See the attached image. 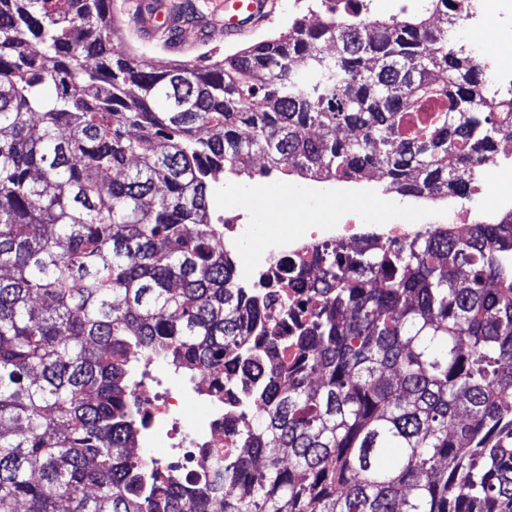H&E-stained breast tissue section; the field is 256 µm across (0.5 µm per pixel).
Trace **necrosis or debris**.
<instances>
[{
  "label": "necrosis or debris",
  "mask_w": 512,
  "mask_h": 512,
  "mask_svg": "<svg viewBox=\"0 0 512 512\" xmlns=\"http://www.w3.org/2000/svg\"><path fill=\"white\" fill-rule=\"evenodd\" d=\"M459 23L465 35L472 38L473 49H480L475 34L512 33V0H466ZM503 124V149L496 151L492 160L480 164L476 174L482 186L486 217L495 223L512 222V116L504 119ZM278 202L281 213L291 219L300 218L299 227L282 229L257 241L253 238V225L233 222L235 196L229 191L224 194V249L235 256L236 277L242 287H254L260 277L275 278L283 259L308 260L316 247L338 242L353 247L362 242L363 235L358 229L362 216L357 211L340 212L331 219L302 215L284 189L278 193ZM208 386L209 379L204 376L186 387L172 385L159 397L148 396L144 386H137V394L145 398L148 443L172 447L177 429L186 420L199 445L232 452L236 441L224 426V404L208 396Z\"/></svg>",
  "instance_id": "necrosis-or-debris-1"
}]
</instances>
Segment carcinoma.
<instances>
[{
    "label": "carcinoma",
    "mask_w": 512,
    "mask_h": 512,
    "mask_svg": "<svg viewBox=\"0 0 512 512\" xmlns=\"http://www.w3.org/2000/svg\"><path fill=\"white\" fill-rule=\"evenodd\" d=\"M106 2L0 0V512H512V227L326 244L311 283L300 259L241 288L208 204L255 152L464 196L504 132L464 4L313 0L317 27L170 63ZM141 353L241 406L206 486L135 454Z\"/></svg>",
    "instance_id": "carcinoma-1"
}]
</instances>
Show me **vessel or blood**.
Returning <instances> with one entry per match:
<instances>
[{
	"instance_id": "1",
	"label": "vessel or blood",
	"mask_w": 512,
	"mask_h": 512,
	"mask_svg": "<svg viewBox=\"0 0 512 512\" xmlns=\"http://www.w3.org/2000/svg\"><path fill=\"white\" fill-rule=\"evenodd\" d=\"M203 3L208 16L207 23L180 29L175 39L176 50H184L190 43L208 39L211 30L219 26L223 27L225 38L240 37L248 27L268 21L273 13L271 0H203ZM124 11L143 38H155L158 33L168 31L170 27V18L164 10L146 14L141 9L140 0H126Z\"/></svg>"
}]
</instances>
